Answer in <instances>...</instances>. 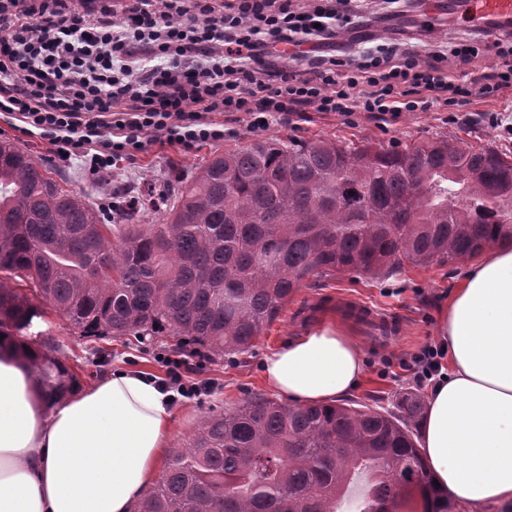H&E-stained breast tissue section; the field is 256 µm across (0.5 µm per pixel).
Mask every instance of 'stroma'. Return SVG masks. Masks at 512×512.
Listing matches in <instances>:
<instances>
[{
  "label": "stroma",
  "instance_id": "stroma-1",
  "mask_svg": "<svg viewBox=\"0 0 512 512\" xmlns=\"http://www.w3.org/2000/svg\"><path fill=\"white\" fill-rule=\"evenodd\" d=\"M452 5L453 0H439L440 11L433 14L423 0H406L404 5L387 6L371 15L369 21L348 31L345 38L373 50L382 44L403 42L412 45L424 61L431 52L446 45L448 39L470 31V23L454 13ZM462 110L463 119L452 122L442 108L405 112L397 119L385 121L362 115L347 119L309 109L303 116L273 122L263 135L283 139L369 140L386 146L446 136L464 146L492 142L512 153V135L468 119L472 113L512 114V91L494 97H470ZM224 128L223 141L198 150L186 151L175 145L146 141L144 150L134 160L120 163L94 181L86 177L78 162L65 164L55 158L48 140L21 135L6 118L0 117V138L16 141L36 160L51 165L61 186L87 193L98 207L120 198L125 190H136L146 183L177 185L193 176L213 154L256 140L260 135L245 121L229 116L224 119ZM403 267L401 275L381 281L350 271L300 289L247 354L221 359L204 351L186 354L189 379L214 383L215 388L204 401L175 404L172 446L186 444L205 417L267 394L262 373L264 356L286 344L292 336L323 322L340 323L364 353V381L353 392V400L380 411L393 409L397 398L415 387L408 369L412 357L426 345L437 344L439 310L448 299L456 274L463 269L459 263L421 267L408 261ZM46 328L58 346L56 358L79 372L85 385L118 369L163 378V357L178 350L175 339L169 336L84 338L65 319L53 314L48 315Z\"/></svg>",
  "mask_w": 512,
  "mask_h": 512
}]
</instances>
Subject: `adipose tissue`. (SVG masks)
<instances>
[{
    "label": "adipose tissue",
    "instance_id": "ef3b65f1",
    "mask_svg": "<svg viewBox=\"0 0 512 512\" xmlns=\"http://www.w3.org/2000/svg\"><path fill=\"white\" fill-rule=\"evenodd\" d=\"M448 377L431 391L421 450L442 492L481 512L512 507V245L470 265L442 308ZM363 356L318 325L263 360L266 385L303 404L354 391ZM173 410L139 373L46 398L27 358L0 349V512H131L168 451Z\"/></svg>",
    "mask_w": 512,
    "mask_h": 512
}]
</instances>
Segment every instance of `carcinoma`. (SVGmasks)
I'll list each match as a JSON object with an SVG mask.
<instances>
[{
	"mask_svg": "<svg viewBox=\"0 0 512 512\" xmlns=\"http://www.w3.org/2000/svg\"><path fill=\"white\" fill-rule=\"evenodd\" d=\"M0 139V336L19 350L54 313L86 337L175 336L222 358L249 352L305 284L404 262H464L512 240V156L492 144L390 147L272 139L214 156L159 190L156 219L111 218ZM45 350L58 396L80 385ZM417 391L392 411L255 397L204 418L133 512H460L415 441Z\"/></svg>",
	"mask_w": 512,
	"mask_h": 512,
	"instance_id": "carcinoma-1",
	"label": "carcinoma"
}]
</instances>
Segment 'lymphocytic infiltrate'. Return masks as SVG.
I'll return each instance as SVG.
<instances>
[{"label": "lymphocytic infiltrate", "instance_id": "lymphocytic-infiltrate-1", "mask_svg": "<svg viewBox=\"0 0 512 512\" xmlns=\"http://www.w3.org/2000/svg\"><path fill=\"white\" fill-rule=\"evenodd\" d=\"M366 12L364 0H0V112L97 179L149 137L187 151L223 140V114L258 132L308 108L384 120L512 90V62L480 66L477 35L423 64L397 43L301 73L266 64L279 43L333 45Z\"/></svg>", "mask_w": 512, "mask_h": 512}]
</instances>
